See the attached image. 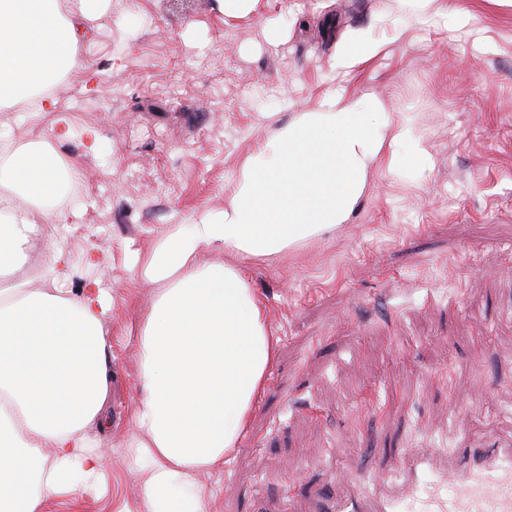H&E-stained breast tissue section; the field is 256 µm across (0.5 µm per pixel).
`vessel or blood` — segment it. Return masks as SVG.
I'll return each mask as SVG.
<instances>
[{
	"label": "vessel or blood",
	"mask_w": 512,
	"mask_h": 512,
	"mask_svg": "<svg viewBox=\"0 0 512 512\" xmlns=\"http://www.w3.org/2000/svg\"><path fill=\"white\" fill-rule=\"evenodd\" d=\"M434 458L429 450L413 454L403 497L376 495L367 484L344 494L330 487L316 512H512V445L455 449L444 471Z\"/></svg>",
	"instance_id": "b4317fda"
}]
</instances>
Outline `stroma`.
Here are the masks:
<instances>
[{
    "label": "stroma",
    "instance_id": "35a3bbf8",
    "mask_svg": "<svg viewBox=\"0 0 512 512\" xmlns=\"http://www.w3.org/2000/svg\"><path fill=\"white\" fill-rule=\"evenodd\" d=\"M363 34L375 54L337 66ZM75 62L56 111L0 112L1 138L78 167L27 269L64 241L62 293L96 283L112 302L107 420L88 432L108 464L45 512H143L137 331L156 287L134 267L222 208L242 161L330 92L416 114L427 155L404 175L379 163L342 228L251 264L278 353L238 447L198 477L210 512H312L345 474L397 494L414 449L512 441L511 5L433 0L419 20L397 0H261L240 16L137 0L93 22Z\"/></svg>",
    "mask_w": 512,
    "mask_h": 512
}]
</instances>
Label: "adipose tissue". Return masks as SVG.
<instances>
[{
  "label": "adipose tissue",
  "instance_id": "obj_1",
  "mask_svg": "<svg viewBox=\"0 0 512 512\" xmlns=\"http://www.w3.org/2000/svg\"><path fill=\"white\" fill-rule=\"evenodd\" d=\"M112 0H0V105L54 111L52 84L75 66L76 24ZM426 154L413 116L378 100L327 95L241 164L222 210L162 241L138 275L158 285L138 333L137 457L147 512H208L197 473L244 434L277 353L248 262L274 260L345 224L381 159L409 171ZM69 184L57 154L0 153V512H42L46 498L96 480L87 429L111 387L103 323L110 299L33 287L25 251ZM223 262L199 265L204 252Z\"/></svg>",
  "mask_w": 512,
  "mask_h": 512
}]
</instances>
